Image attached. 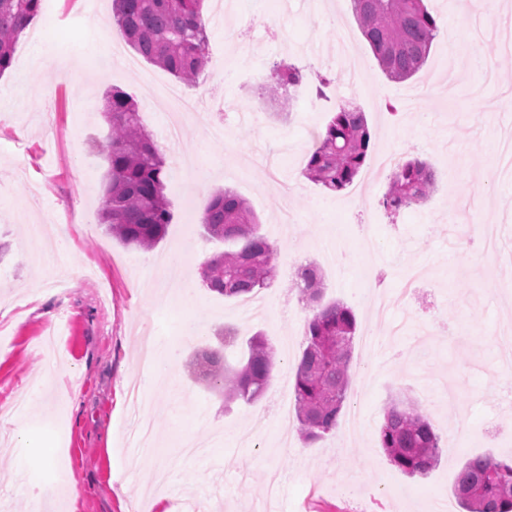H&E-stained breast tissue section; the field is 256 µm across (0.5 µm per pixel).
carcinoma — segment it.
<instances>
[{
    "mask_svg": "<svg viewBox=\"0 0 512 512\" xmlns=\"http://www.w3.org/2000/svg\"><path fill=\"white\" fill-rule=\"evenodd\" d=\"M205 0H112V15L125 41L147 61L194 84L206 63ZM42 0H0V75L11 65L21 29L38 15ZM353 12L386 77L396 83L415 75L426 62L438 31L424 0H351ZM301 83L300 70L276 64L267 92ZM111 131L106 145L108 184L99 219L125 246L151 249L166 235L171 214L165 196V160L146 132L132 95L113 88L106 96ZM371 136L365 114L340 105L310 152L306 175L339 192L351 186L367 162ZM435 180L429 165L404 160L388 176L381 205L390 211L427 202ZM204 233L238 245L207 261L203 283L229 298L255 294L276 277L275 249L260 231L247 202L226 189L214 194L200 217ZM291 287L312 317L306 320L305 347L294 378L295 415L301 440L311 444L336 428L351 380V356L358 322L354 310L323 301V284L313 264L301 267ZM247 358L227 363L216 351L192 361L199 376L224 402L250 404L265 392L273 375L274 348L263 337L248 340ZM379 445L389 461L410 477L427 476L440 462L441 438L420 404L392 402L379 426ZM454 494L463 512H512V458L476 456L460 469Z\"/></svg>",
    "mask_w": 512,
    "mask_h": 512,
    "instance_id": "obj_1",
    "label": "carcinoma"
}]
</instances>
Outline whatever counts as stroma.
<instances>
[{
    "label": "stroma",
    "mask_w": 512,
    "mask_h": 512,
    "mask_svg": "<svg viewBox=\"0 0 512 512\" xmlns=\"http://www.w3.org/2000/svg\"><path fill=\"white\" fill-rule=\"evenodd\" d=\"M19 38L11 68L0 74V406L25 398L18 413L0 418V436L16 449L0 452V512H156L163 501L179 512L192 499L193 512H252L266 497L271 470L281 475L279 512H457L454 483L463 464L479 455L512 457V392L507 389L506 351L487 340L512 331V287L503 285L495 261L460 257L448 248L450 223L467 206L464 233L475 237L492 225L512 236V183L495 175L496 145L512 132L497 100L512 80L488 83L472 65V52L501 63L512 56L492 37L474 40L472 24L457 0H426L438 32L423 69L405 83L390 81L362 35L350 0H326L310 13L308 0H208L205 11L207 67L185 94L215 84L226 107L223 138L208 125L183 121L170 141L168 102L148 85L176 79L146 59L135 70L101 64L113 28L111 0L97 15L82 17V0H53ZM459 51L449 54L448 32ZM346 33L364 63L365 79L343 85L340 67L322 59L339 33ZM278 63L299 68L304 80L294 101H270L266 82ZM327 79L336 101L365 112L371 133L369 157L352 186L326 192L303 177L307 156L333 111L320 105L317 87ZM120 88L137 101L144 128L166 160L165 195L171 222L164 239L146 251L120 244L100 224L109 124L105 96ZM400 158L419 157L434 171L436 190L421 207L386 211L380 200L387 177L378 171L384 147ZM459 177L448 184L445 174ZM94 170L85 181L84 170ZM295 177L293 224H280L278 176ZM41 202H27L30 187ZM229 188L259 218L276 248L275 281L258 309L244 311L240 298H226L199 283L192 304L177 289L156 288L152 277L171 257L183 274L197 278L202 264L224 252V241L207 238L186 221L188 205ZM65 228L66 287L44 285L42 254L32 225L61 212ZM372 233L380 250L365 255L357 241ZM315 263L324 299L350 306L358 320L351 367L355 381L341 414L365 416L356 437L343 427L311 445L290 432L287 447L275 443L276 396L293 380L304 348L307 311L291 271ZM427 272L409 305L375 318L365 301L364 276L381 278L388 295L405 286L408 266ZM199 332L185 336L186 321ZM239 339L262 333L275 349L276 368L264 396L253 404L225 406L222 396L194 379L186 361L198 350L219 347L222 328ZM175 345L170 367L180 389L153 383L144 370L145 337ZM377 346H370L369 338ZM140 384L153 420L154 449L139 448L136 415L128 389ZM394 398L423 403L440 434V464L423 478L395 468L378 445L385 405ZM472 432L453 440L461 408ZM264 421L261 436L246 429ZM194 434L209 454L186 458L170 437ZM73 475V498L31 499Z\"/></svg>",
    "instance_id": "obj_1"
}]
</instances>
